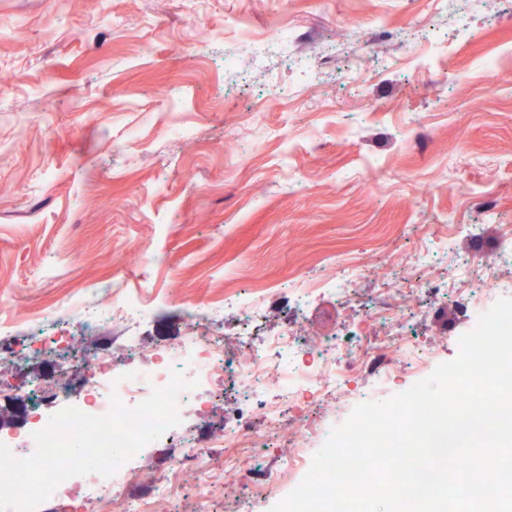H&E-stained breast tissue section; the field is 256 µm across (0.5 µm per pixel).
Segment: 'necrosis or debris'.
<instances>
[{"mask_svg": "<svg viewBox=\"0 0 512 512\" xmlns=\"http://www.w3.org/2000/svg\"><path fill=\"white\" fill-rule=\"evenodd\" d=\"M428 264L429 247L424 244L413 255V267L418 271L414 279L406 278L396 284L382 282L365 316L378 333L375 341H368L358 327L312 341L299 331L298 324L309 303L325 286L336 285L339 304L356 301L358 283L372 278L373 272L360 261L352 260L346 262L343 276H336L327 268L318 278L293 282L288 300L295 305L294 323L279 333L256 338L254 323L263 315L260 299L231 295L225 297L223 304L208 305L202 320L195 322L181 341L156 346L155 361L150 366L131 368L102 352L78 362L75 383L57 385L49 393L40 382H32L31 435L21 440L4 435L0 442L15 457L31 456L36 449L33 432L44 429L53 414L67 407L74 392L79 395V410L99 416L110 410L112 397H119L126 406H136L154 389L166 386L177 371L193 383L192 388L178 396L177 406L182 409L190 403L208 401L216 378L225 376L235 384L240 407L236 418L224 426V445L229 449L224 466L238 474L245 489L282 500L288 494L289 478L305 476L309 470L312 443L331 435L327 420L315 416L314 408L322 406L335 393L351 392L361 379L390 378L387 350L391 347L413 363L417 379L431 374L428 355L409 335L397 330L394 322L398 315L409 320L425 317V308L410 306V296L426 294L436 304L454 301L470 322H477L481 310L470 294L460 290L449 293L447 285L422 276L421 271ZM228 307L237 309L239 315L237 349L233 352L225 349L223 334L213 329ZM152 309V300L143 295H117L109 302L89 301L74 320L85 329L112 331L113 348L125 356L138 357L144 352L138 329L150 318ZM290 429L295 432L290 442L291 454L278 469H266L261 463L266 449L275 446L278 434ZM159 442L179 447L182 453L168 474L150 485L141 483L138 468L130 459L108 477L92 473L67 479L56 488L55 497H67L75 512H97L99 505L114 500L123 502L126 512H153L156 501L175 503L177 475L190 470L199 481L200 503H208L213 497L209 477L214 460L205 441L176 426L167 430ZM239 448L249 449V456H236Z\"/></svg>", "mask_w": 512, "mask_h": 512, "instance_id": "1", "label": "necrosis or debris"}]
</instances>
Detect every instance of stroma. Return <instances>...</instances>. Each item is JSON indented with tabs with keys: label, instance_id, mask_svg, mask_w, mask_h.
<instances>
[{
	"label": "stroma",
	"instance_id": "35a3bbf8",
	"mask_svg": "<svg viewBox=\"0 0 512 512\" xmlns=\"http://www.w3.org/2000/svg\"><path fill=\"white\" fill-rule=\"evenodd\" d=\"M1 74L0 322L22 347L90 289L159 297L154 346L343 254L404 277L424 243L459 288L512 225V0H0ZM428 301L405 328L454 360L469 325ZM111 346L0 358V430L23 432L31 377L53 390ZM214 390L189 420L220 460L237 399Z\"/></svg>",
	"mask_w": 512,
	"mask_h": 512
}]
</instances>
